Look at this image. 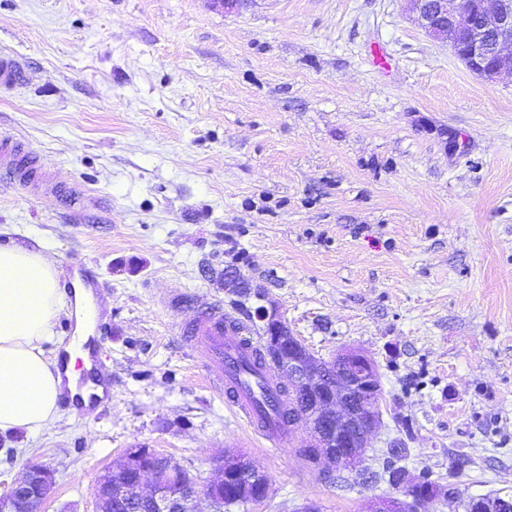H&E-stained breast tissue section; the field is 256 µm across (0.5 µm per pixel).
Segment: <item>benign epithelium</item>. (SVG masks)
I'll list each match as a JSON object with an SVG mask.
<instances>
[{
  "label": "benign epithelium",
  "mask_w": 512,
  "mask_h": 512,
  "mask_svg": "<svg viewBox=\"0 0 512 512\" xmlns=\"http://www.w3.org/2000/svg\"><path fill=\"white\" fill-rule=\"evenodd\" d=\"M412 21L427 35L448 43L453 54L473 73L494 78L512 73V0H408ZM255 319L262 323L265 345L276 352V369L288 377L304 415L299 424L310 433V446L322 449V458L340 470H354L365 458L368 437L381 423L377 394L381 388L380 374L374 360L358 349H345L331 360L312 353L287 328L273 308L260 307ZM154 450L143 451L136 470V485L146 476L154 479L153 499L158 512H197L200 497L210 502L211 512H221L224 500L217 498L213 484L206 489L197 486L187 494L173 493L164 479L155 473L150 457ZM112 500L123 504L127 499L126 479L111 470ZM229 477L249 489L258 484L265 487L262 473L234 455L224 459L220 479L222 486ZM54 485L53 473L41 465H29L22 479L11 484L0 496V512H41ZM413 482L397 495L381 497L372 502L370 512H423L422 507L434 501L427 493H412ZM512 503L500 498L490 503L482 498L463 501L465 512H504Z\"/></svg>",
  "instance_id": "1"
}]
</instances>
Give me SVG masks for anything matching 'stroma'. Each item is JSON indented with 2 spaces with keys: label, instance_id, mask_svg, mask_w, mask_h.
<instances>
[{
  "label": "stroma",
  "instance_id": "stroma-1",
  "mask_svg": "<svg viewBox=\"0 0 512 512\" xmlns=\"http://www.w3.org/2000/svg\"><path fill=\"white\" fill-rule=\"evenodd\" d=\"M1 52L25 81L0 138L46 181L0 186V246L94 271L112 399L0 435V494L36 463L44 512H94L150 448L201 483L245 453L269 496L228 512H368L398 492L387 465L512 497L511 75L469 71L406 0H0ZM228 265L319 357L375 361L374 478L306 466L301 426L262 447L208 387L180 328L200 298L236 314ZM107 475L112 479V496H104L102 498V494L106 495L104 493L105 488L107 486V482H103L102 479L106 477V475H103L99 481L98 484H101V493L97 489H94L93 496L95 499V506H96V512H108L105 511V507L107 505L106 499L112 498V508L116 507V502L119 504H125V500L127 499V486L125 485L126 479L124 478L123 474H120V472L115 471L112 469L107 472ZM115 501V502H114Z\"/></svg>",
  "mask_w": 512,
  "mask_h": 512
}]
</instances>
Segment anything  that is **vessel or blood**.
I'll return each mask as SVG.
<instances>
[{
    "mask_svg": "<svg viewBox=\"0 0 512 512\" xmlns=\"http://www.w3.org/2000/svg\"><path fill=\"white\" fill-rule=\"evenodd\" d=\"M22 79V66L14 56L0 54V88L17 86ZM19 153L17 143L0 140V179L5 181L33 182L29 168L19 166L15 159ZM181 333L185 336L197 361L204 364L209 372V384L226 405L245 423L248 430L257 438L274 448L287 439L290 428L287 424L263 419L259 413L258 399L261 392L275 393V375L262 371V389L247 385L236 369L240 357L249 353L254 339L246 326L232 316L224 314L221 307L214 304L200 305L196 318L186 324ZM93 381L99 387V394L91 395L92 404L112 396V377L100 363L92 365Z\"/></svg>",
    "mask_w": 512,
    "mask_h": 512,
    "instance_id": "1",
    "label": "vessel or blood"
}]
</instances>
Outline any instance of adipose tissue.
<instances>
[{
    "label": "adipose tissue",
    "mask_w": 512,
    "mask_h": 512,
    "mask_svg": "<svg viewBox=\"0 0 512 512\" xmlns=\"http://www.w3.org/2000/svg\"><path fill=\"white\" fill-rule=\"evenodd\" d=\"M62 270L40 249L0 248V433L48 429L59 416L61 396L75 387L77 362L87 361L92 304L76 303L73 338L58 367L50 344L67 307Z\"/></svg>",
    "instance_id": "1"
}]
</instances>
